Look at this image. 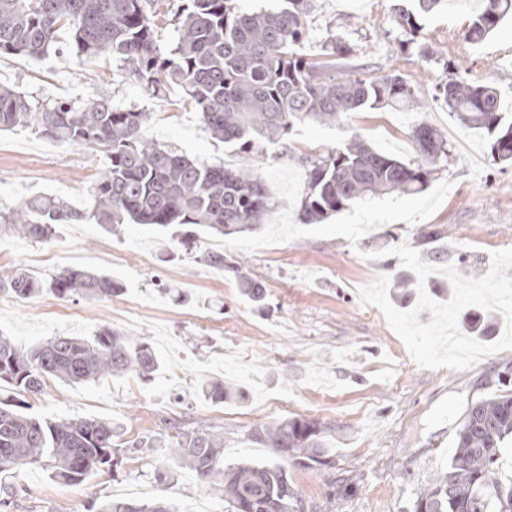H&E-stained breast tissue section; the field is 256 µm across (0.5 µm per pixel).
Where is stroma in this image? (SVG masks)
Segmentation results:
<instances>
[{"instance_id":"1","label":"stroma","mask_w":512,"mask_h":512,"mask_svg":"<svg viewBox=\"0 0 512 512\" xmlns=\"http://www.w3.org/2000/svg\"><path fill=\"white\" fill-rule=\"evenodd\" d=\"M393 0H313L302 51L307 59L335 64L337 72L376 76L396 72L410 79L415 103L404 111L355 112L330 124L296 125L283 147L243 161L234 146L211 137L178 88L152 98L125 74L126 65L105 56L90 60L67 49L33 60L0 56V84L41 106L57 99L79 103L106 97L125 110L151 116L146 139L207 163L251 168L278 163L299 166L301 156L326 153L353 135L402 160L414 158L412 126L427 123L455 149V162L439 167L431 184L452 181L429 218L380 226L358 243L343 237L298 238L254 252L225 249L224 256L266 288L261 313L243 296L232 272L188 258L177 237L150 226L129 225L112 235L93 224L59 225L51 242L0 239V278L23 270L41 278L58 274L54 247L83 256L86 268L116 279L122 294L103 300L62 299L52 292L20 299L0 293V333L29 347L53 336H94L108 326L146 340L163 365L148 383L133 377L98 383H56L31 402L47 420L100 418L119 431L122 464L81 484L53 481L29 467L0 477L16 487L5 512H86L90 499L149 501L166 494L184 512H224L194 472L181 470L160 489L153 466L166 448L140 447L157 436L163 421L183 431L203 424L221 428L226 462H264L270 448L251 433L285 418L312 419L324 430L325 464L289 466L299 512H411L413 492L445 470L456 427L468 404L483 397L484 382L512 362V350L491 354L463 372L427 369L409 357L381 312L362 305L359 290L376 277L392 282L389 297L401 310L417 301L416 289H400L408 276L388 248L408 244L423 261L453 265L481 277L490 252L512 248V165H492L486 132L463 127L434 98L443 60L460 58V75L490 84L512 113V18L479 44L464 32L480 0H444L421 20L418 46L400 50L391 28ZM340 34L352 48L330 61L323 42ZM103 153L49 140L34 129L0 132V209L34 196H57L84 207L101 171ZM173 295H159L153 277ZM231 379L241 397L206 400L202 386ZM349 479L347 496L331 498L332 483Z\"/></svg>"}]
</instances>
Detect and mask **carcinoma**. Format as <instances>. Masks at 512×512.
I'll list each match as a JSON object with an SVG mask.
<instances>
[{"instance_id":"1","label":"carcinoma","mask_w":512,"mask_h":512,"mask_svg":"<svg viewBox=\"0 0 512 512\" xmlns=\"http://www.w3.org/2000/svg\"><path fill=\"white\" fill-rule=\"evenodd\" d=\"M392 8L391 23L413 41L420 20L441 0H413ZM158 0H0V55L42 58L60 51V33L86 57L112 55L146 92L166 96L181 88L212 138L252 153L286 139L299 123H333L363 108L401 111L415 102L406 77L334 76L300 53L310 0H281L276 8L244 11L237 0H184L175 45L161 50ZM512 0H484L465 34L482 42L508 15ZM328 56L350 52L346 41L330 34ZM435 99L463 126L490 135L494 164H512V119L501 95L488 84L462 78L437 81ZM148 112L121 110L99 98L78 105L57 101L35 108L26 95L0 86V131L34 128L45 137L104 153L109 159L88 205L72 207L61 198L35 196L16 208L0 210V238L21 236L52 240L60 224L87 222L115 233L127 223L167 229L180 226L178 243L211 267L239 273L224 262V252L193 253L201 227L219 236L255 229L273 211L275 200L259 174L246 167L206 164L143 137ZM415 159L403 161L359 137L323 155L308 158L301 220L328 218L360 199L411 195L424 191L436 166L455 155L446 138L429 124L411 129ZM243 295L264 312L263 285L240 277ZM60 297L101 300L123 291L112 277L90 269L65 268L49 281L25 271L0 280V291L26 298L43 289ZM159 359L142 340L100 329L91 338L53 336L26 348L0 334V383L12 396L0 397V473L36 466L51 479L81 484L106 464L116 468V427L109 420H42L20 411L18 397L43 395L49 382L98 383L132 376L153 379ZM512 364L497 373V388L473 403L459 425L447 470L415 492L412 512H512V474L502 473L503 448L512 441ZM237 393L222 381L203 397L215 402ZM324 430L313 420L285 419L252 432L273 449L270 464L224 462V435L200 426L188 434L175 428L164 442L168 458L156 462L154 479L167 485L178 470L193 471L210 492L224 500L225 512H292L298 497L288 477V459L303 466L323 463ZM87 512H179L164 496L149 502L90 501Z\"/></svg>"}]
</instances>
